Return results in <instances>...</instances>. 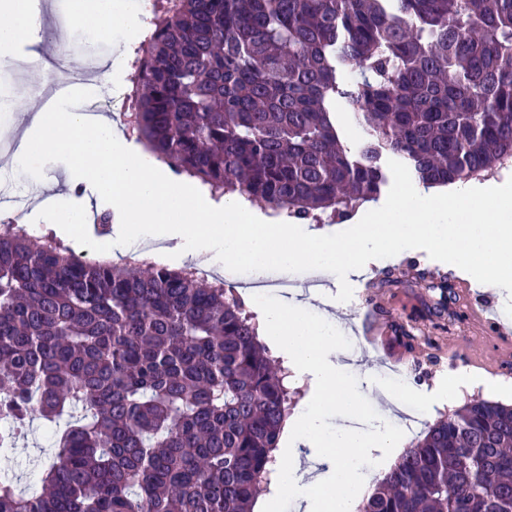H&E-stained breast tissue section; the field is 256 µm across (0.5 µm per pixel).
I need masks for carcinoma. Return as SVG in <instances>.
Instances as JSON below:
<instances>
[{"mask_svg":"<svg viewBox=\"0 0 512 512\" xmlns=\"http://www.w3.org/2000/svg\"><path fill=\"white\" fill-rule=\"evenodd\" d=\"M150 25L126 126L217 201L340 223L380 196L384 152L426 188L512 161V0H164ZM287 377L223 280L0 224V450L53 424L30 485L0 474V512H252ZM359 512H512V405L439 419Z\"/></svg>","mask_w":512,"mask_h":512,"instance_id":"cac0c4a2","label":"carcinoma"}]
</instances>
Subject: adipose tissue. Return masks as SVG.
<instances>
[{
    "label": "adipose tissue",
    "mask_w": 512,
    "mask_h": 512,
    "mask_svg": "<svg viewBox=\"0 0 512 512\" xmlns=\"http://www.w3.org/2000/svg\"><path fill=\"white\" fill-rule=\"evenodd\" d=\"M69 11L81 32L137 33L135 0H69ZM41 31L30 0H0V52L40 42ZM12 109L34 114L26 146L12 161L16 171L33 177L42 165L59 163L71 184H86L110 202L117 222L96 241L103 257L154 241L167 244L169 257L182 264L238 267L257 280L305 266L329 270L346 283L369 264L425 250L500 302H512V186L435 190L406 182L394 199L365 205L357 224L330 236L305 224L271 223L234 197L213 205L195 180L173 181L149 152L128 143L107 118H89L73 99L35 112L29 102L17 101ZM260 325L261 340L284 367L309 377L315 398L285 422L274 452L279 476L255 501L254 512H277L286 497L303 512H356L367 483L391 465L410 433L386 416L365 428H327L330 411L352 417L362 412L339 360L335 321L312 307L279 302L261 304ZM306 461L317 473L303 485L298 478Z\"/></svg>",
    "instance_id": "1"
}]
</instances>
